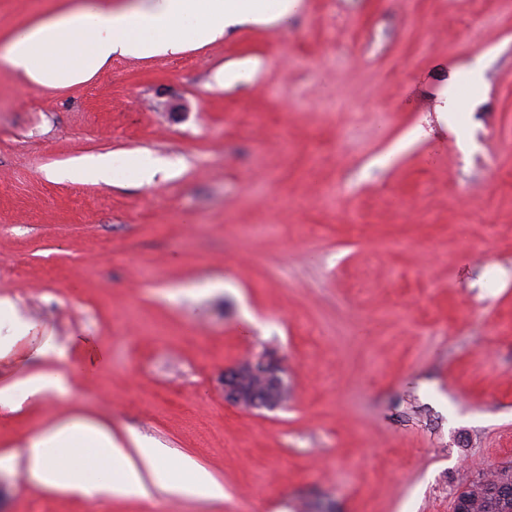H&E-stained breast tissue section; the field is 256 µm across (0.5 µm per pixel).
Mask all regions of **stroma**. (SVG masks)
<instances>
[{"instance_id": "stroma-1", "label": "stroma", "mask_w": 512, "mask_h": 512, "mask_svg": "<svg viewBox=\"0 0 512 512\" xmlns=\"http://www.w3.org/2000/svg\"><path fill=\"white\" fill-rule=\"evenodd\" d=\"M60 2L0 0V41ZM107 152L180 167L46 176ZM0 295L36 325L1 378L46 340L104 354L1 418L0 455L84 411L224 488L178 496L162 468L151 501L84 499L4 469L0 512H454L512 462V0H302L65 89L0 68ZM266 349L287 402L227 405L225 369ZM171 159L153 155H128L118 158L110 153L84 155L67 165L56 168L51 175L57 180H92L112 186L120 178L132 177L138 186H152L158 176H165L172 169Z\"/></svg>"}]
</instances>
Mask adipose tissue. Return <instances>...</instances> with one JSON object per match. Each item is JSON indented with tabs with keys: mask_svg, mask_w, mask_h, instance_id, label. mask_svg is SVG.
Segmentation results:
<instances>
[{
	"mask_svg": "<svg viewBox=\"0 0 512 512\" xmlns=\"http://www.w3.org/2000/svg\"><path fill=\"white\" fill-rule=\"evenodd\" d=\"M300 0H62L52 12L11 33L0 43V65L34 87L63 89L92 78L115 57H173L250 25L281 24ZM171 159L110 153L84 155L53 170L58 180H91L112 185L129 177L151 186L172 169ZM33 323L14 301L0 297V360L15 342L29 336ZM34 358L58 362L54 371L34 370L0 383V412L16 414L32 403L68 395L82 367L68 361L66 347L44 342ZM166 467L169 491L190 494L223 487L190 461L169 463L164 449L112 433L109 421L72 413L29 437L21 456H0V469L21 468L34 484L88 499L151 497L148 477Z\"/></svg>",
	"mask_w": 512,
	"mask_h": 512,
	"instance_id": "ef3b65f1",
	"label": "adipose tissue"
}]
</instances>
